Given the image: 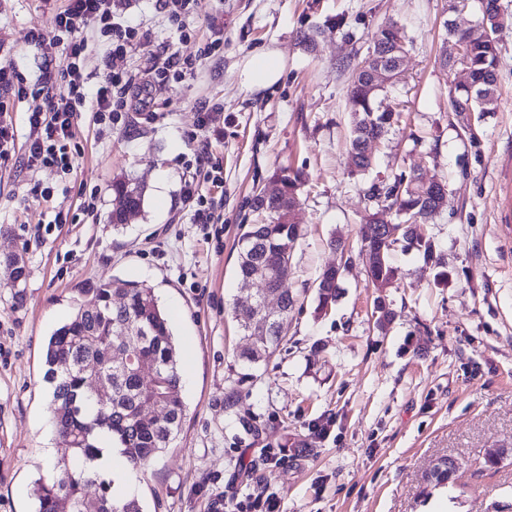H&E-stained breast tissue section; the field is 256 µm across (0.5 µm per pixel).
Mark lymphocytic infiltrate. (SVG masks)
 <instances>
[{
    "instance_id": "obj_1",
    "label": "lymphocytic infiltrate",
    "mask_w": 512,
    "mask_h": 512,
    "mask_svg": "<svg viewBox=\"0 0 512 512\" xmlns=\"http://www.w3.org/2000/svg\"><path fill=\"white\" fill-rule=\"evenodd\" d=\"M95 28L110 39L112 56L125 55L136 43L139 30L130 25L119 10V0H65L55 15L49 33L34 34L41 49L63 53L66 83L54 86L43 82L45 105L26 116L27 149L21 159L27 169L54 166L69 171L68 147L74 138L73 120L77 112L92 108L96 120H118L127 107L126 94L132 83L124 72H103L95 91L86 87V43L79 32Z\"/></svg>"
}]
</instances>
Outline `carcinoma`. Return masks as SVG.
I'll use <instances>...</instances> for the list:
<instances>
[{
	"label": "carcinoma",
	"mask_w": 512,
	"mask_h": 512,
	"mask_svg": "<svg viewBox=\"0 0 512 512\" xmlns=\"http://www.w3.org/2000/svg\"><path fill=\"white\" fill-rule=\"evenodd\" d=\"M485 9L491 21L490 34L472 36L467 32L448 33L464 44V56L455 65L467 71L468 82L448 91L451 111L471 108L484 114L496 111L497 45L495 33L500 10L497 0H486ZM406 36L394 23L374 30L368 48L395 49L406 53ZM361 58L352 67L347 103L352 116L351 149L369 139H383L399 123L401 111L382 106L381 96L387 88L367 89L363 81ZM282 185L281 196L267 199L264 188H257L248 199L249 207L261 217L258 224L244 225L239 237L236 274L240 280L256 275L264 287L278 292L283 316L288 318L296 297L285 288L291 275L290 251L300 237L299 225L289 222L280 212L282 205L300 202L302 185L299 174L283 170L274 175ZM115 195L122 199L120 209L112 212L113 227L118 228L140 215L144 206L143 189L119 178L112 183ZM367 197L376 203L360 228L361 247H376L380 234L376 216L383 210L393 211L403 224L395 240L384 247V263L367 271L372 283L396 280L397 268L392 254L400 243L413 245L423 259L436 258L433 240L419 231V225L435 215L429 210L431 184L419 176L400 174L391 180L372 184ZM17 257L4 258L10 270V287L21 297L26 267H16ZM96 296V308L78 307L73 316L50 336L45 354V379L52 384L55 433L66 453L51 466L48 475L38 480L35 496L36 512H57V504L69 503V512H142L135 499L120 500L114 496L111 483L92 472L88 462L100 452L98 441L106 440L120 448L133 470L141 469L166 450L181 432L184 405L179 395L181 374L177 351L168 321L158 304L153 289L145 284L112 279L101 281L90 289ZM340 293L336 274L323 270L316 286L317 310L325 312L335 304ZM233 313L242 336L250 340L240 351L238 360L253 366L260 354L274 353L284 340L282 325L271 326L267 334L256 338L250 330L248 313L234 304ZM144 358L155 364L154 378L148 382L127 362ZM97 362L99 379L112 386V399L100 401L93 391L91 376L85 367ZM98 483L99 493L89 497L84 487Z\"/></svg>",
	"instance_id": "obj_1"
}]
</instances>
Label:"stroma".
<instances>
[{"instance_id": "stroma-1", "label": "stroma", "mask_w": 512, "mask_h": 512, "mask_svg": "<svg viewBox=\"0 0 512 512\" xmlns=\"http://www.w3.org/2000/svg\"><path fill=\"white\" fill-rule=\"evenodd\" d=\"M62 4L0 0V63L28 90L4 97L19 139L15 156L0 160V258H21L27 280L15 298L0 265V512H35L43 450L56 444L45 342L78 304L94 303L99 280L112 278L153 287L184 379L180 433L132 475L143 512H232L259 486L277 496L279 512H512V0H499V99L485 116L450 111L448 90L465 75L439 64L454 47L445 20L473 29L482 0L455 12L449 0H202L182 30L158 0H130L126 18L141 38L125 56L109 59L98 32L82 33L89 87L108 67L144 74L165 51L192 58L194 76L167 84L148 106L132 99L114 125L88 108L77 113L72 172L28 171L18 157L26 114L44 103L37 81L47 74L63 82L61 57L44 56L31 33L51 32ZM390 21L409 40L402 77L385 99L403 116L376 147L372 171L356 176L346 65ZM313 29L311 49L301 37ZM214 41L218 49L204 55ZM267 50L282 55V78L246 90L245 61ZM280 168L304 181L287 282L298 303L286 340L243 382L237 353L246 341L232 312L243 288L236 243L243 225L258 220L249 197ZM399 173L448 186L423 227L438 259L396 247L397 280L380 289L367 277L358 232L373 207L366 191ZM118 178L139 185L145 201L116 229ZM189 180L213 223H197L185 205ZM334 239L349 254L331 249ZM333 265L342 269L341 295L320 315L316 280ZM380 305L390 323L378 324ZM249 425L258 435L246 433ZM501 449V463L484 467ZM442 456L460 465L456 488L425 481Z\"/></svg>"}]
</instances>
